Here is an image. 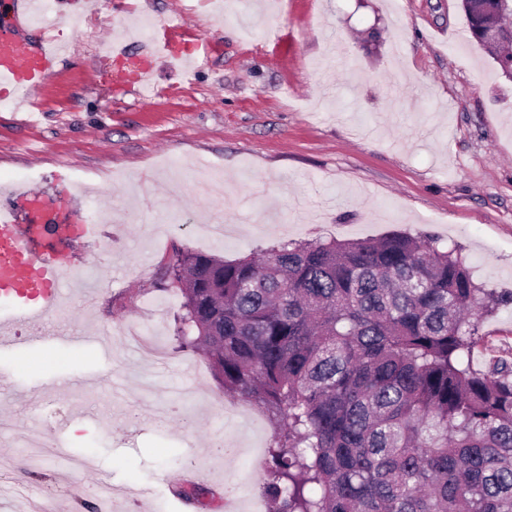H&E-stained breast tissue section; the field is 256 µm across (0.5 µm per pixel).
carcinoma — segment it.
<instances>
[{
	"label": "carcinoma",
	"instance_id": "carcinoma-1",
	"mask_svg": "<svg viewBox=\"0 0 512 512\" xmlns=\"http://www.w3.org/2000/svg\"><path fill=\"white\" fill-rule=\"evenodd\" d=\"M160 279L224 390L278 418L268 512H512V353L464 362L512 293L437 239L178 251Z\"/></svg>",
	"mask_w": 512,
	"mask_h": 512
}]
</instances>
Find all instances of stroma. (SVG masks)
Returning a JSON list of instances; mask_svg holds the SVG:
<instances>
[{
    "mask_svg": "<svg viewBox=\"0 0 512 512\" xmlns=\"http://www.w3.org/2000/svg\"><path fill=\"white\" fill-rule=\"evenodd\" d=\"M44 2L23 36L68 51L38 112L0 96V187H36L90 224L108 203L121 221L66 246L109 283L88 305L67 284L59 314L98 345L37 346L21 324L0 344V486L26 512L48 499L84 512L103 488L112 512H225L226 494L260 495L263 470L224 444L271 440L276 423L246 399L225 408L177 335L182 294L157 275L176 251L430 235L482 288L512 291V82L466 40L460 0ZM147 18L210 43L194 77L135 37ZM117 48L151 57L155 90L131 83ZM214 175L223 197L196 189ZM128 328L165 359L127 348ZM480 333L476 369L512 352V304ZM60 379L70 389L49 392ZM202 467L208 508L178 505L174 485Z\"/></svg>",
    "mask_w": 512,
    "mask_h": 512,
    "instance_id": "obj_1",
    "label": "stroma"
}]
</instances>
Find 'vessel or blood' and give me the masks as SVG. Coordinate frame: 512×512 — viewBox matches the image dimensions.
Listing matches in <instances>:
<instances>
[{"mask_svg": "<svg viewBox=\"0 0 512 512\" xmlns=\"http://www.w3.org/2000/svg\"><path fill=\"white\" fill-rule=\"evenodd\" d=\"M66 48L56 44H29L18 24L0 27V90L14 93L19 104H29L35 89L54 76ZM25 203L31 223L18 222V203ZM91 224L62 223L54 201L30 187L13 188L0 202V297L13 304L12 316L0 319V335H8L15 321L32 330V342H41L46 328L58 341L76 336L56 321L62 285L74 271L60 244L70 236L94 234Z\"/></svg>", "mask_w": 512, "mask_h": 512, "instance_id": "vessel-or-blood-1", "label": "vessel or blood"}]
</instances>
